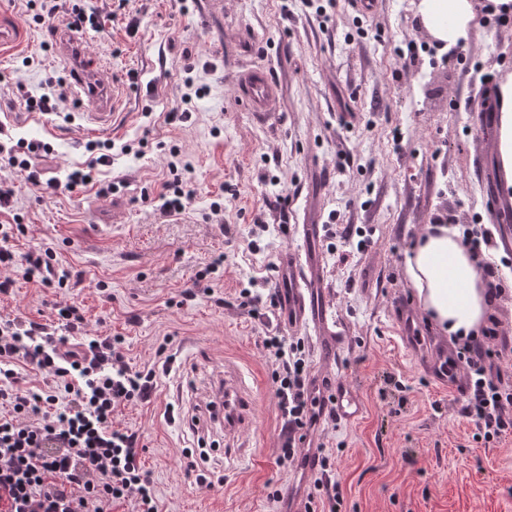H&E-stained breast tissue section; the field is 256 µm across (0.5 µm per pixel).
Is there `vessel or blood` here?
Listing matches in <instances>:
<instances>
[{
  "label": "vessel or blood",
  "instance_id": "obj_1",
  "mask_svg": "<svg viewBox=\"0 0 512 512\" xmlns=\"http://www.w3.org/2000/svg\"><path fill=\"white\" fill-rule=\"evenodd\" d=\"M59 47L70 56L80 79L81 103L91 115L93 129H105L112 115V89L98 83L92 66L88 65L81 41L67 32L56 35ZM237 88L252 111H269L279 96V87L270 74L260 70L240 73ZM280 281L279 320L286 329L311 327L320 336L336 341L333 316L320 288L321 269L317 260L300 259L296 254L282 255L278 265ZM224 436L234 438L249 422L244 408V395L248 390L239 367H231L224 374ZM320 388L336 397L338 418L353 421L362 412L361 402L351 384L343 379L324 377Z\"/></svg>",
  "mask_w": 512,
  "mask_h": 512
}]
</instances>
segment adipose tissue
I'll list each match as a JSON object with an SVG mask.
<instances>
[{
    "instance_id": "obj_1",
    "label": "adipose tissue",
    "mask_w": 512,
    "mask_h": 512,
    "mask_svg": "<svg viewBox=\"0 0 512 512\" xmlns=\"http://www.w3.org/2000/svg\"><path fill=\"white\" fill-rule=\"evenodd\" d=\"M474 7V0H420L419 12L435 39L454 44L465 37ZM499 92L494 144L505 172V190L512 193V74L501 82ZM405 272L420 303L445 333L461 339L476 335L492 295L458 227L429 225L407 256Z\"/></svg>"
}]
</instances>
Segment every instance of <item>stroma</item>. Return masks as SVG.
Masks as SVG:
<instances>
[{
    "mask_svg": "<svg viewBox=\"0 0 512 512\" xmlns=\"http://www.w3.org/2000/svg\"><path fill=\"white\" fill-rule=\"evenodd\" d=\"M101 25L81 31L100 82L114 86L109 129L96 138L118 150L103 198L76 187L43 195L0 168L14 191L24 231L17 255L43 247L81 282L44 288L17 279L0 315L37 321L53 302L79 305L90 335H121L136 367L151 365L161 343L176 360L152 399L122 407L114 423L138 430L140 464L162 512H301L307 486L296 465H279L286 421L262 347L271 309L249 312L240 294L250 276L278 287L277 265L307 247L296 227L321 224L317 242L325 297L343 342L325 363L316 334L304 337L311 373L330 368L353 386L363 412L320 423L312 443L336 457L340 512H512V436L484 446L455 411L453 383L436 368L459 348L429 317L404 264L428 225L445 219L462 234L482 227L477 253L492 262L502 291L487 325L512 337V196L502 181L482 183L478 166L501 165L492 142L486 77L512 73V29L499 27L488 0H476L468 36L448 47L423 27L417 0H376L363 15L352 0H91ZM24 43L0 56V128L43 143L37 163L65 180L90 156L94 136L76 101L71 63L54 39L64 17L38 24L26 0H0ZM412 41L413 55L399 50ZM266 69L280 88L267 122L243 107L236 78ZM65 81L59 111H27L23 93ZM23 84L16 93L15 84ZM186 120L164 122L171 108ZM190 167L193 204L166 216L158 197L174 170ZM275 198L267 206V198ZM221 211H213V201ZM218 274H197L216 256ZM109 285L103 297L97 282ZM201 288L195 300L181 293ZM240 366L252 395L247 451L228 461L224 415L204 403ZM178 414L165 418L167 405ZM197 410L191 429L183 415ZM202 449L208 485L186 468ZM281 502H272L270 492Z\"/></svg>",
    "mask_w": 512,
    "mask_h": 512,
    "instance_id": "obj_1",
    "label": "stroma"
}]
</instances>
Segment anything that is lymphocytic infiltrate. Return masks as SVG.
I'll return each instance as SVG.
<instances>
[{
  "label": "lymphocytic infiltrate",
  "mask_w": 512,
  "mask_h": 512,
  "mask_svg": "<svg viewBox=\"0 0 512 512\" xmlns=\"http://www.w3.org/2000/svg\"><path fill=\"white\" fill-rule=\"evenodd\" d=\"M111 143L66 181L44 177L34 164V144L0 140V165L23 175L46 193L61 188L95 186L98 194L115 190L101 181L99 169L110 162ZM20 224H0V266L13 267L26 281L45 288L71 287L72 273L47 248L16 255L13 241ZM56 319L41 323L17 315L0 318V512H112L127 502L132 512H160L149 474L139 461L138 432L115 427L116 412L155 394L159 372H171V358L161 368L130 365L121 336L84 335L79 307L55 303ZM73 349L59 355L58 345ZM507 338L487 335L466 342L439 372L461 378L459 413L475 427V436L496 444L512 436V391L494 373V361L511 346ZM263 347L274 370L275 395L287 420L282 458L294 460L297 435L309 431L327 406L314 395L301 345L267 330ZM43 376L28 385V372Z\"/></svg>",
  "instance_id": "1"
}]
</instances>
